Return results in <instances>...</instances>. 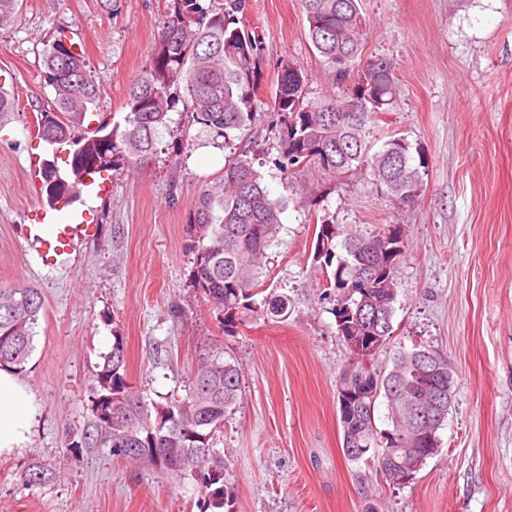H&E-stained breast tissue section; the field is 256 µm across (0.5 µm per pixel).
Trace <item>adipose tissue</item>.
Listing matches in <instances>:
<instances>
[{
	"label": "adipose tissue",
	"instance_id": "ef3b65f1",
	"mask_svg": "<svg viewBox=\"0 0 512 512\" xmlns=\"http://www.w3.org/2000/svg\"><path fill=\"white\" fill-rule=\"evenodd\" d=\"M41 415L42 407L31 387L16 372L0 369V457L25 447Z\"/></svg>",
	"mask_w": 512,
	"mask_h": 512
}]
</instances>
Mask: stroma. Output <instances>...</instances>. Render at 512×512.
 Wrapping results in <instances>:
<instances>
[{
	"label": "stroma",
	"instance_id": "1",
	"mask_svg": "<svg viewBox=\"0 0 512 512\" xmlns=\"http://www.w3.org/2000/svg\"><path fill=\"white\" fill-rule=\"evenodd\" d=\"M169 2L117 0L105 10L98 0H22L16 24L0 29V84L15 99L0 118V287L32 283L44 298L21 375L42 416L26 448L0 458V512H200L192 482L66 445L87 420L116 331L128 380L149 402L185 396L191 370L213 352L239 363L242 398L216 444L234 512H512V0H362V58L389 59L397 82L374 136L404 137L427 162L411 206L378 196L365 174L280 171L270 104L283 67L308 74L309 99L338 89L307 37L301 0H248L243 21L259 45L251 133L271 197L288 202L266 288L290 303L287 319L255 316L230 336L191 285L189 252L198 189L222 175L225 152L186 113L171 112L152 162L95 174L99 194L57 212L42 189L37 115L53 99L46 44L81 46L100 85L89 120L123 122ZM75 212L90 229L74 232L71 253L55 261L34 229ZM325 218L347 233L405 229L394 334L377 365L390 366L395 347L423 343L458 374L443 448L401 488L342 452L336 377L349 351L312 261ZM34 458L56 463L51 483L23 485Z\"/></svg>",
	"mask_w": 512,
	"mask_h": 512
}]
</instances>
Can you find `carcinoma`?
I'll use <instances>...</instances> for the list:
<instances>
[{
	"label": "carcinoma",
	"mask_w": 512,
	"mask_h": 512,
	"mask_svg": "<svg viewBox=\"0 0 512 512\" xmlns=\"http://www.w3.org/2000/svg\"><path fill=\"white\" fill-rule=\"evenodd\" d=\"M309 24L308 39L342 87L341 95L310 101L308 76L291 66L283 68L272 111L279 117L278 166L283 172L313 167L336 178L354 171L371 176L375 192L404 205L423 191L426 160L414 162L412 145L403 137L374 149L375 120L392 107L396 82L393 63L367 62L364 79L356 80L353 65L361 57L365 18L361 0H301ZM21 0H0V29L13 25ZM247 0H171L168 24L155 47L149 67L129 89L125 125H99L76 135L89 109L96 106L100 87L82 54L58 38L44 50L45 81L53 88V105L37 116V133L50 148L41 178L47 202L57 206L78 195V179L114 167L142 163L161 152V131L178 104L209 131L211 143L224 139L240 144L224 157V174L200 190L190 217L194 231L193 287L224 315V332L262 315L288 316L285 295L261 294L267 249L280 230L284 202L270 197L262 174L254 166L251 141L245 139L255 112L256 38L241 25ZM360 111H350V102ZM73 147L61 175L56 158L63 146ZM313 262L331 272L336 331L360 347H386L393 336L396 312L397 266L405 241L401 226L385 224L371 231L345 233L327 219L316 225ZM343 250L344 254L337 253ZM371 296L376 318L364 317L357 303ZM43 298L33 286L0 288V367L26 371L38 335ZM432 355L442 371L438 384L417 376L421 359ZM448 386V359L429 345L415 343L395 351L391 368H370L348 360L336 380V407L342 390L350 389L353 420L340 419L342 450L350 461L372 458L415 479L426 460L441 448L439 431L450 411L439 400L438 387ZM242 396V370L218 351L190 374L186 396L147 404L127 381L123 336L113 334L111 350L103 355L89 397V416L80 448H107L114 457L136 463L158 475L193 481L203 505L232 512L233 495L224 485V457L206 454L224 426V416ZM384 400L388 428L376 427L378 401ZM421 412L437 418L425 426L414 420ZM28 487L52 481L50 463L34 461L20 474Z\"/></svg>",
	"instance_id": "obj_1"
}]
</instances>
